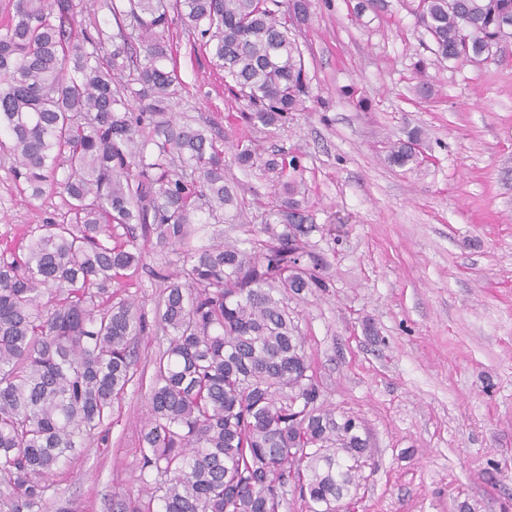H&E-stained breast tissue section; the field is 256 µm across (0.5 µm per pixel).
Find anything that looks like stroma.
Instances as JSON below:
<instances>
[{"label": "stroma", "instance_id": "1", "mask_svg": "<svg viewBox=\"0 0 512 512\" xmlns=\"http://www.w3.org/2000/svg\"><path fill=\"white\" fill-rule=\"evenodd\" d=\"M356 17L313 0L305 30L311 97L265 152L302 158L333 282L300 300L301 327L328 404L358 416L375 469L349 512H512V40L484 64L442 63L400 0ZM170 44L187 90L175 110L227 128L237 104L180 26ZM425 71H418V61ZM435 88L418 98L419 80ZM424 160H384L410 129ZM0 154V238L57 216L59 195L28 201ZM146 389L129 387L103 441L49 476L52 501L112 512L141 487Z\"/></svg>", "mask_w": 512, "mask_h": 512}]
</instances>
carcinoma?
<instances>
[{"instance_id": "carcinoma-1", "label": "carcinoma", "mask_w": 512, "mask_h": 512, "mask_svg": "<svg viewBox=\"0 0 512 512\" xmlns=\"http://www.w3.org/2000/svg\"><path fill=\"white\" fill-rule=\"evenodd\" d=\"M0 0V151L30 200L66 211L0 244V505L47 512L45 478L112 424L116 401L149 383L142 489L113 512H340L374 460L361 421L326 405L289 301L332 287L325 233L307 205L300 158L262 157L310 96L299 28L312 0ZM442 61L481 63L512 37V0H402ZM384 0H356L357 16ZM178 24L240 106L227 116L234 161L277 174L263 220L238 242L201 224L249 205L224 180L212 131L172 112L186 86L168 39ZM140 111L130 108V99ZM420 134L386 160L419 163ZM300 238L288 256V240ZM177 257L146 266L145 244ZM160 282L154 316L112 284ZM163 335L150 378L133 342Z\"/></svg>"}]
</instances>
